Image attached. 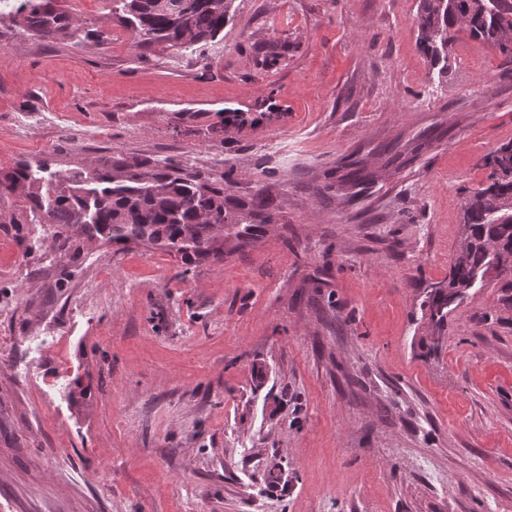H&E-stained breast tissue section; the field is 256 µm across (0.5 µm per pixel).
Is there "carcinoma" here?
<instances>
[{
  "mask_svg": "<svg viewBox=\"0 0 512 512\" xmlns=\"http://www.w3.org/2000/svg\"><path fill=\"white\" fill-rule=\"evenodd\" d=\"M129 22L136 44L164 45L180 51L204 47L223 30L233 0H114ZM17 26L56 40L74 38L80 28L53 0H24L17 7ZM418 39L422 51L437 63L448 60L454 29L512 57V0H419ZM489 184L465 205L463 234L448 282L428 295L430 319L442 328L448 307L462 299L476 277L488 272L487 247L498 249L493 278L512 294V144L485 158ZM26 190L29 210L47 224H73L83 232H105L114 242H134L176 251L197 260L224 257V243L213 228L242 224L236 237H252L250 224L270 221L272 202L259 191L254 212L231 213L224 177L202 180L179 169L144 170V164L114 162L82 175L63 176L46 165L24 162L0 175V201Z\"/></svg>",
  "mask_w": 512,
  "mask_h": 512,
  "instance_id": "carcinoma-1",
  "label": "carcinoma"
}]
</instances>
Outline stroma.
Returning a JSON list of instances; mask_svg holds the SVG:
<instances>
[{"label":"stroma","instance_id":"stroma-1","mask_svg":"<svg viewBox=\"0 0 512 512\" xmlns=\"http://www.w3.org/2000/svg\"><path fill=\"white\" fill-rule=\"evenodd\" d=\"M57 3L81 39L0 0V171L171 165L273 221L198 261L0 203V512H512V303L424 304L512 60L462 32L432 64L419 0H234L202 55ZM54 0H24L17 7L14 21L23 31L32 32L33 35L46 39L56 40L62 37H81L70 16L56 8ZM19 17V20L16 19Z\"/></svg>","mask_w":512,"mask_h":512}]
</instances>
